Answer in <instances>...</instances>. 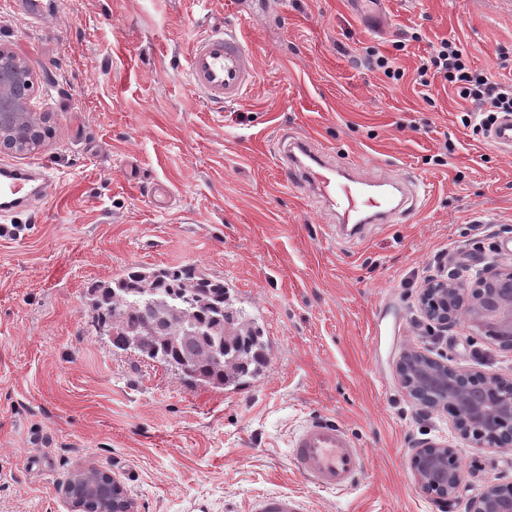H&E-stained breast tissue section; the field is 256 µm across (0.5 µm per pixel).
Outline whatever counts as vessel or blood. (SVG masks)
I'll return each instance as SVG.
<instances>
[{"mask_svg":"<svg viewBox=\"0 0 512 512\" xmlns=\"http://www.w3.org/2000/svg\"><path fill=\"white\" fill-rule=\"evenodd\" d=\"M254 78L253 56L235 28L223 26L196 39L189 58V80L205 99L224 104L239 101ZM489 141L512 149V114L506 113L488 132ZM281 169L305 173L313 193L336 208L339 223L364 225L405 220L420 208L428 186L414 175L390 182L361 172L336 169L307 141L283 144ZM53 176L45 167L0 166V220L26 210L31 201L47 197ZM290 461L300 475L324 491L344 492L366 473L365 454L338 423L314 417L304 422L290 441ZM249 512H306L304 500L284 493L252 498Z\"/></svg>","mask_w":512,"mask_h":512,"instance_id":"vessel-or-blood-1","label":"vessel or blood"}]
</instances>
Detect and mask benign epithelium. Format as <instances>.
I'll return each instance as SVG.
<instances>
[{"label":"benign epithelium","instance_id":"obj_1","mask_svg":"<svg viewBox=\"0 0 512 512\" xmlns=\"http://www.w3.org/2000/svg\"><path fill=\"white\" fill-rule=\"evenodd\" d=\"M34 75L26 62L10 47L0 44V150L11 147L8 130L16 114L33 117L34 149L44 148V114L36 111L32 97L18 91L15 79ZM512 278V270L490 267L477 268L471 285L455 279L427 282L420 299L421 326L426 333L439 339L448 337L458 320L464 316L472 331L487 335L499 346L512 349V288H500ZM468 294L466 306L456 308L463 294ZM400 384L408 397L426 414L438 411L451 413L453 428L459 434L476 441L495 443L502 435L512 432V379L491 375L477 379L448 365L444 357L430 356L420 350L403 353L396 365ZM411 461L418 486L443 509H451L462 483L461 472L453 461V449L446 444L419 441L411 449ZM83 474L64 488L79 512H84L79 499ZM95 512H134L132 502L117 482H112V501ZM467 512H512V482L487 486L470 499Z\"/></svg>","mask_w":512,"mask_h":512}]
</instances>
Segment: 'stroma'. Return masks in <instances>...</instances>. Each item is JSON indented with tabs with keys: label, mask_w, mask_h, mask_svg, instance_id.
<instances>
[{
	"label": "stroma",
	"mask_w": 512,
	"mask_h": 512,
	"mask_svg": "<svg viewBox=\"0 0 512 512\" xmlns=\"http://www.w3.org/2000/svg\"><path fill=\"white\" fill-rule=\"evenodd\" d=\"M0 0V43L36 74L48 146L0 163L50 167L51 194L0 237V512H74L63 489L104 470L135 512H247L258 494L309 512H441L419 488L410 450H456L454 512L512 480V453L424 415L398 381L416 348L483 375H512V351L459 321L426 336L427 279L512 268V151L463 125L446 80L413 82L429 43L460 41L477 69L512 79V0H389L383 22L349 0H61L35 15ZM240 29L255 81L237 103L195 94L191 43L215 24ZM396 56L393 82L356 64ZM303 139L377 177H424L408 222L336 237V214L299 179L279 178L280 139ZM455 151L433 160L443 145ZM167 183L171 209L150 200ZM195 265L223 279L270 346L263 376L237 389L184 382L116 348L88 291L131 267ZM313 416L332 419L367 457L358 486L319 491L288 444Z\"/></svg>",
	"instance_id": "obj_1"
}]
</instances>
